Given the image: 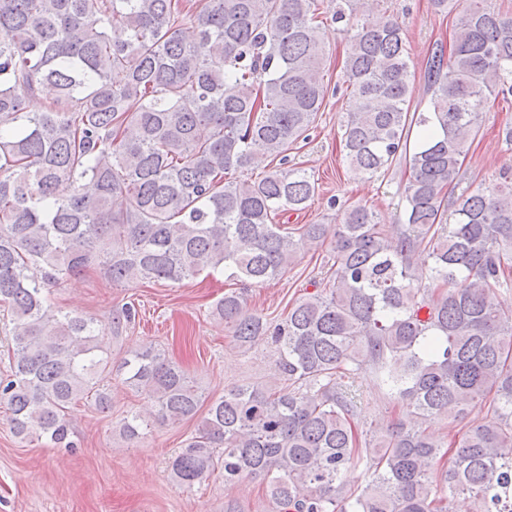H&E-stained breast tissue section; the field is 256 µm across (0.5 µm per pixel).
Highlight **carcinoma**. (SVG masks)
Here are the masks:
<instances>
[{
	"mask_svg": "<svg viewBox=\"0 0 512 512\" xmlns=\"http://www.w3.org/2000/svg\"><path fill=\"white\" fill-rule=\"evenodd\" d=\"M366 5L336 0L332 15L356 19L340 130L353 176L410 171L388 230L361 204L337 226L275 222L318 189L286 167L327 93L318 0H0V304L13 350L0 401L16 437L72 448L67 409L112 406L102 325L56 307L50 288L92 264L117 284L222 270L261 288L329 240L325 276L283 319L246 314L236 290L213 307L238 347L275 348L272 384L208 401L144 346L118 371L154 410L126 416L123 435L199 419L168 460L172 480L259 478L269 512H512V177L454 194L485 108L512 95V19L487 0H432L460 16L427 57L426 109L411 112L403 28L361 21ZM47 88L48 105L29 111ZM266 159L278 166L241 178ZM134 315L113 312L112 333ZM363 371L405 416L360 435L347 387ZM484 406L450 442L429 432ZM353 464L365 483L352 490Z\"/></svg>",
	"mask_w": 512,
	"mask_h": 512,
	"instance_id": "cac0c4a2",
	"label": "carcinoma"
}]
</instances>
